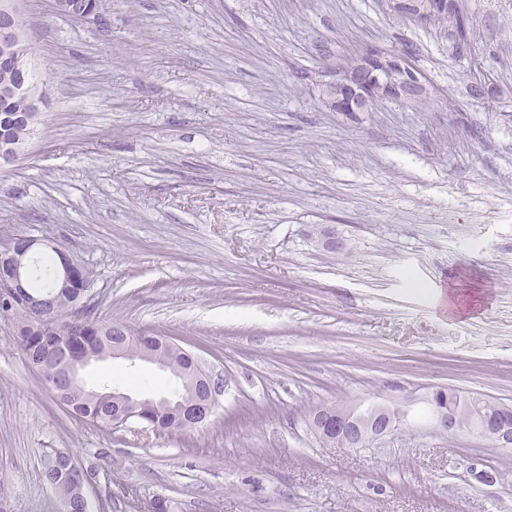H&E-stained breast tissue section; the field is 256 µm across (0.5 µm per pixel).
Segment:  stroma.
I'll return each mask as SVG.
<instances>
[{"label":"stroma","instance_id":"obj_1","mask_svg":"<svg viewBox=\"0 0 512 512\" xmlns=\"http://www.w3.org/2000/svg\"><path fill=\"white\" fill-rule=\"evenodd\" d=\"M25 0L49 84L28 155L0 168V239L88 265L94 314L168 337L224 377L190 438L67 416L0 319V490L61 512L41 452L98 475L106 512H512V452L418 423L368 449L322 442L321 404L451 387L512 407V0L477 21L385 0H111L101 22ZM410 50L423 110L327 109L304 74ZM334 226L347 255L315 247ZM169 375L92 363L90 385ZM452 0H422L413 8L408 9V3L404 0H389L388 7L391 11L418 22L438 23L444 17L454 13ZM455 1V15L449 21V25L455 29L458 39L464 41L474 27L475 18L469 14L462 0ZM461 2V3H459Z\"/></svg>","mask_w":512,"mask_h":512}]
</instances>
